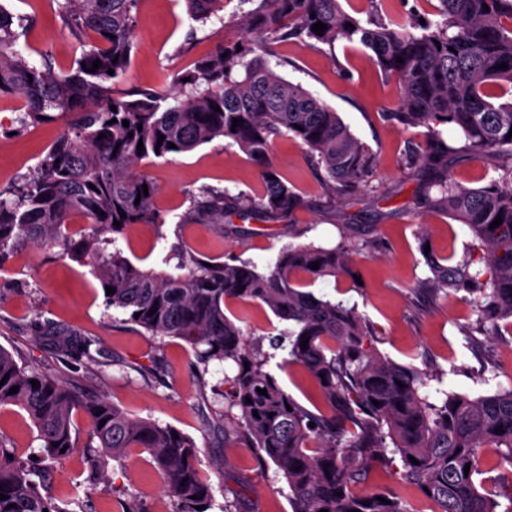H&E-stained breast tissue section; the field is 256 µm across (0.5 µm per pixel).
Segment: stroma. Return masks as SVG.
Wrapping results in <instances>:
<instances>
[{"instance_id": "35a3bbf8", "label": "stroma", "mask_w": 512, "mask_h": 512, "mask_svg": "<svg viewBox=\"0 0 512 512\" xmlns=\"http://www.w3.org/2000/svg\"><path fill=\"white\" fill-rule=\"evenodd\" d=\"M14 13L35 22L19 39L33 60L49 56L55 72L68 70L82 53L78 39L62 25L56 0H6ZM247 5L225 0L220 16L194 20L184 0H139L134 11L136 46L122 89L169 92L174 74L192 68L218 45L245 37ZM271 69L301 84L330 105L350 131L377 157L372 180L376 192H364L342 203L328 200L325 186L298 141L275 139L274 166L302 198L291 222H265L232 217L224 224H186L202 190H226L259 196L263 186L256 165L237 146L218 140L193 152L148 159L142 170L155 185L154 207L159 223L126 228L118 241L136 265L170 273L167 257L179 245L198 256L226 261H251L272 266L285 247L313 244L332 247L342 225L363 244L351 270L314 281L312 292L355 308L371 329L369 348L394 362L429 373L424 389L430 400L443 392L475 398L512 388V319L495 328L478 326L465 292L446 289L423 296L419 284L429 275L428 257L457 263L472 258L483 267L482 252L464 224L416 203L423 179L421 168L404 169L408 146L422 139L418 128L402 129L386 114L399 99V85L384 78L369 49L356 42L334 46L310 41H271ZM24 112L16 97L0 98V192H10L31 177L50 143L66 127V118L13 133ZM427 231L430 253L420 248L419 233ZM229 312L251 347L269 354L268 370L282 388L308 407L322 406L318 388L300 366H282L272 344L285 330L268 306L232 302ZM60 329L96 339L95 362H75L57 354L51 338ZM0 346L19 365L48 372L67 386L106 398L132 415L169 425L191 437L199 449L200 474L212 487L210 512L236 502L240 512H291L288 487L275 468L260 469L253 449L216 438L212 425L224 411V367H202L194 348L174 338L154 336L125 322L109 308L90 264L60 258L57 248L24 243L0 268ZM0 437L25 459H36L37 430L27 414L15 407L0 410ZM109 480L91 485L84 480V459L73 453L49 475L53 496L79 494L93 512H120L119 503L133 497L145 512H173L163 480L143 449H132L108 464ZM399 491L414 512H435L436 505L416 488L401 485L393 470H376L356 487L366 493L380 488Z\"/></svg>"}]
</instances>
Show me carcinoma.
<instances>
[{
    "label": "carcinoma",
    "instance_id": "cac0c4a2",
    "mask_svg": "<svg viewBox=\"0 0 512 512\" xmlns=\"http://www.w3.org/2000/svg\"><path fill=\"white\" fill-rule=\"evenodd\" d=\"M137 2L63 0L59 14L65 28L77 38L91 31L96 40L84 43L76 66L61 74L50 60L38 65L19 48L21 31L32 19L0 4V98L24 102L15 131L72 117L33 177L13 198L0 197V265L23 240L59 246L62 257L78 264L91 257L101 287L114 290L105 296L106 305L125 313L126 322L154 336L184 340L205 366L233 367L234 375L224 378L223 435L255 449L259 466L271 463L282 472L292 512H410L392 488L352 492L370 467L390 468L397 458L400 480L434 501L439 512H497L498 498L512 502L511 483L486 491L478 481L487 449L512 462V388L473 399L446 392L442 404L429 402L419 394L422 373L365 348L371 332L358 313L316 296L300 279L347 272L360 250L356 241L345 236L332 248L290 246L268 270L235 260L212 259L207 267L185 247L175 252L178 272L157 273L134 265L115 238L132 224L158 220L154 185L140 171L144 160L188 153L218 139L236 144L260 167L263 191L254 199L204 190L184 224H222L228 215L263 221L292 217L301 199L271 162L281 135L305 146L323 168L330 199L352 198L371 187L376 163L369 148L335 110L277 75L257 53L263 41L289 37L329 46L356 41L371 50L385 77L400 84L389 119L425 129L423 142L404 157L405 167L419 166L428 176L418 202L468 225L483 251L485 271L471 272V259L456 265L433 261L431 277L420 288L468 292L482 326L512 318V101L493 102L494 88L512 86V0H438L423 24L419 13L404 18L383 10L382 0H370L373 11L365 21L343 10L340 0H262L247 15L248 36L220 45L177 74L170 94L114 90L130 65ZM185 3L201 21L224 10V0ZM319 21L327 26L321 35L312 30ZM95 60L101 66L91 73ZM502 63L507 68H499ZM449 126L456 133L453 141L444 134ZM461 155L477 161L497 156L495 175L478 188L460 185L448 166ZM75 216L86 218L88 229L71 232ZM497 217L502 224L490 228ZM313 262L319 268H310ZM230 300L263 303L292 326L275 348L288 349L286 362L309 372L325 409L302 405L264 370L267 358L249 348L238 318L225 313ZM95 345L89 336L58 333L57 348L72 358L93 359ZM1 379L0 409L27 413L41 442V467L30 466L0 437V494L6 495L0 512H85L80 500H58L46 492L54 463L76 449L75 411L92 424L82 449L88 482L106 479L108 460L141 448L162 474L175 512L211 508L210 487L198 472V448L185 434L175 439L169 425L134 417L102 397L29 370L3 347ZM14 386L18 391L9 393Z\"/></svg>",
    "mask_w": 512,
    "mask_h": 512
}]
</instances>
